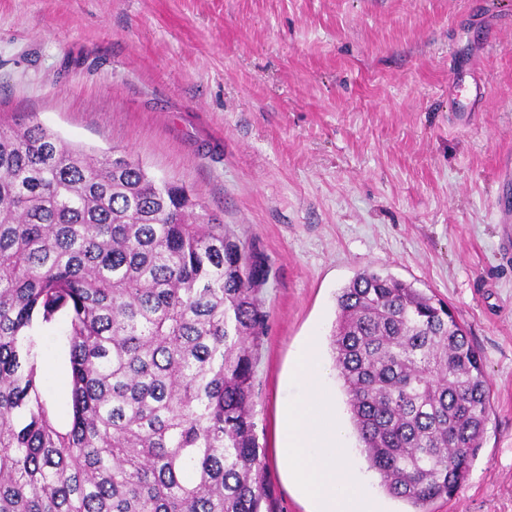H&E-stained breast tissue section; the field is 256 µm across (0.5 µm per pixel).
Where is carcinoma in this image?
Wrapping results in <instances>:
<instances>
[{
  "label": "carcinoma",
  "instance_id": "obj_1",
  "mask_svg": "<svg viewBox=\"0 0 512 512\" xmlns=\"http://www.w3.org/2000/svg\"><path fill=\"white\" fill-rule=\"evenodd\" d=\"M270 266L182 184L0 126V512H263L254 414ZM331 351L368 468L426 512L467 479L489 407L448 304L372 270ZM67 327L70 423L41 398L39 330Z\"/></svg>",
  "mask_w": 512,
  "mask_h": 512
}]
</instances>
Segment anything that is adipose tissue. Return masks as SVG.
<instances>
[{
    "label": "adipose tissue",
    "instance_id": "obj_1",
    "mask_svg": "<svg viewBox=\"0 0 512 512\" xmlns=\"http://www.w3.org/2000/svg\"><path fill=\"white\" fill-rule=\"evenodd\" d=\"M324 374L315 342H307L290 376L301 394L282 412V459L289 476L312 501L313 512H379L349 462L336 400L324 385Z\"/></svg>",
    "mask_w": 512,
    "mask_h": 512
}]
</instances>
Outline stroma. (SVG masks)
Instances as JSON below:
<instances>
[{"label": "stroma", "mask_w": 512, "mask_h": 512, "mask_svg": "<svg viewBox=\"0 0 512 512\" xmlns=\"http://www.w3.org/2000/svg\"><path fill=\"white\" fill-rule=\"evenodd\" d=\"M456 76L481 96L455 102ZM33 119L187 185L266 257L270 512H310L278 455L289 370L311 336L331 358L335 297L368 268L448 301L483 356L481 446L429 512H512V0H0V124ZM37 342L67 425L64 323Z\"/></svg>", "instance_id": "1"}]
</instances>
